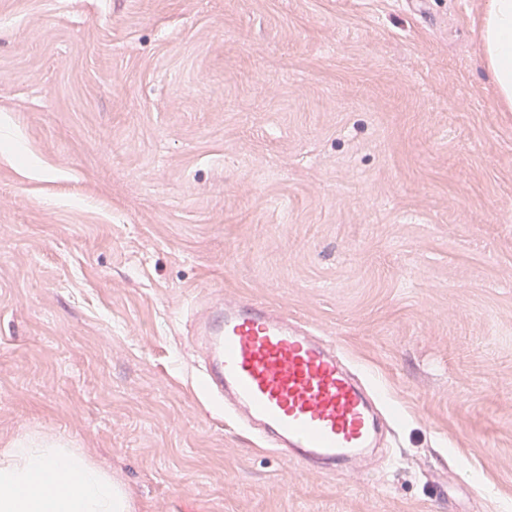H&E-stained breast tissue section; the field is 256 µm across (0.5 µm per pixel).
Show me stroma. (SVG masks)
<instances>
[{
    "mask_svg": "<svg viewBox=\"0 0 512 512\" xmlns=\"http://www.w3.org/2000/svg\"><path fill=\"white\" fill-rule=\"evenodd\" d=\"M487 0H0V448L135 512H512V112ZM331 336L390 429L284 464L196 380L218 293ZM480 54L496 103L503 112H512V0H488L480 19Z\"/></svg>",
    "mask_w": 512,
    "mask_h": 512,
    "instance_id": "1",
    "label": "stroma"
}]
</instances>
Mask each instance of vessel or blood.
<instances>
[{"label":"vessel or blood","instance_id":"b4317fda","mask_svg":"<svg viewBox=\"0 0 512 512\" xmlns=\"http://www.w3.org/2000/svg\"><path fill=\"white\" fill-rule=\"evenodd\" d=\"M197 344L206 395L239 414L283 462L357 467L376 447L382 419L374 388L335 344L287 312L222 298Z\"/></svg>","mask_w":512,"mask_h":512}]
</instances>
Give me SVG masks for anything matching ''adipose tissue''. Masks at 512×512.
Returning a JSON list of instances; mask_svg holds the SVG:
<instances>
[{"label": "adipose tissue", "instance_id": "ef3b65f1", "mask_svg": "<svg viewBox=\"0 0 512 512\" xmlns=\"http://www.w3.org/2000/svg\"><path fill=\"white\" fill-rule=\"evenodd\" d=\"M480 54L496 102L512 112V0H488ZM0 512H134L124 488L60 440L22 437L0 450Z\"/></svg>", "mask_w": 512, "mask_h": 512}]
</instances>
